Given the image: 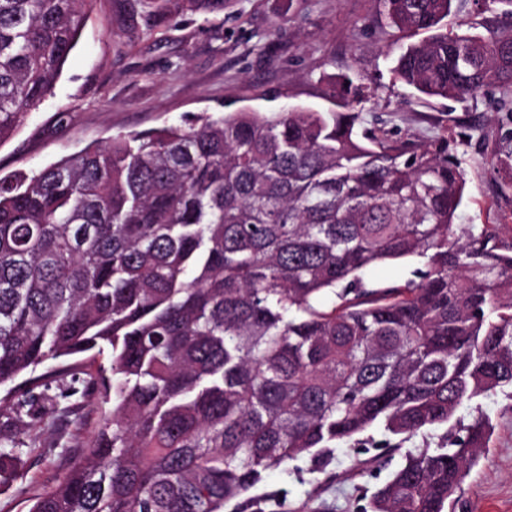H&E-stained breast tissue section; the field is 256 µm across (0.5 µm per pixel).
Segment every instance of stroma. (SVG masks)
Instances as JSON below:
<instances>
[{"label":"stroma","instance_id":"35a3bbf8","mask_svg":"<svg viewBox=\"0 0 512 512\" xmlns=\"http://www.w3.org/2000/svg\"><path fill=\"white\" fill-rule=\"evenodd\" d=\"M151 0H96L52 93L0 144V173L31 172L118 134L176 124L203 113L288 106L327 108L329 78L348 75L364 87L361 130L407 145L444 138L466 179L459 223L512 229V191L497 169L504 127L502 95L492 89L462 100L419 95L397 81L388 55L396 32L382 0H224L214 13L186 11L154 19ZM503 5L481 10L456 0L450 30L484 33L503 24ZM413 257L365 271L370 288L413 279ZM41 386L18 410L0 408V435L24 443L12 462L19 477L0 486V512H28L90 445L109 407L102 383L109 354L95 360H49L36 370ZM493 432L462 479L451 512H512V402L482 398ZM446 427L424 430L397 448L380 447L381 430L359 445H338L321 470L309 458L265 474L256 495L286 494L293 512H361L404 460L406 451L436 447Z\"/></svg>","mask_w":512,"mask_h":512}]
</instances>
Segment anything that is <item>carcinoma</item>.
I'll return each mask as SVG.
<instances>
[{"mask_svg":"<svg viewBox=\"0 0 512 512\" xmlns=\"http://www.w3.org/2000/svg\"><path fill=\"white\" fill-rule=\"evenodd\" d=\"M94 2L0 0V141L51 94ZM453 2L384 0L408 38L392 72L429 98L501 89L512 188V24L451 32ZM325 97L336 109L197 116L0 175V404L48 360L111 356L112 413L29 512H291L252 494L265 473L449 424L363 508L445 512L490 438L456 413L512 398V240L456 223L447 142L358 133L367 97L346 78ZM411 257L416 278L366 287ZM425 269V259L413 257L389 261L372 267L364 272V281L368 288H388L404 284L414 279L415 272Z\"/></svg>","mask_w":512,"mask_h":512,"instance_id":"cac0c4a2","label":"carcinoma"}]
</instances>
